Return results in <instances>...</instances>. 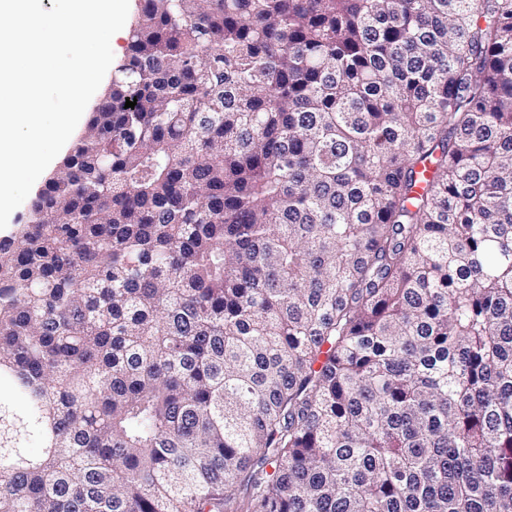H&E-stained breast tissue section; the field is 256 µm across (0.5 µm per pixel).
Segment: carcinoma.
Here are the masks:
<instances>
[{
    "instance_id": "1",
    "label": "carcinoma",
    "mask_w": 512,
    "mask_h": 512,
    "mask_svg": "<svg viewBox=\"0 0 512 512\" xmlns=\"http://www.w3.org/2000/svg\"><path fill=\"white\" fill-rule=\"evenodd\" d=\"M0 512H512V0H139L0 239ZM105 87H102V88L99 87L98 88V90L96 91L95 95L93 96V101H94L93 106L91 108H89V109L84 111L85 112V119H84V122H83L82 126L80 127L79 133L66 146H64L62 148L60 153L55 157L52 165L42 174L41 178L34 183V185H33L32 189H31L28 197L11 214V216L9 218L8 226L5 229L0 230V238L4 237L6 235H9L12 232V230L15 228V224H19V221L25 217V215L27 213V210L29 208L30 202H31L32 198L35 196L36 192L39 189L42 188V186L44 185L45 181L49 178L51 173L57 169V167L59 166L62 158L69 152V150H70L74 140L76 139V137L77 136L79 137L82 134V132L84 131V128L86 126V123H87L89 115H90L89 112L92 111V108L94 107V105L100 99L101 94H102V92H103Z\"/></svg>"
}]
</instances>
